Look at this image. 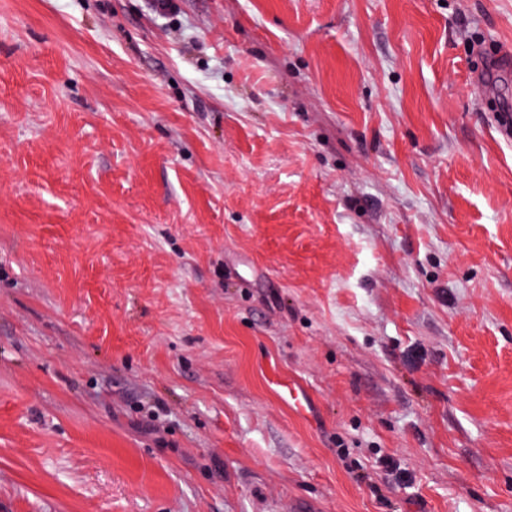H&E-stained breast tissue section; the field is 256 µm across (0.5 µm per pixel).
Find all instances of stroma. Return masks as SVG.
Listing matches in <instances>:
<instances>
[{
  "label": "stroma",
  "mask_w": 512,
  "mask_h": 512,
  "mask_svg": "<svg viewBox=\"0 0 512 512\" xmlns=\"http://www.w3.org/2000/svg\"><path fill=\"white\" fill-rule=\"evenodd\" d=\"M172 3L0 0V512H512V0Z\"/></svg>",
  "instance_id": "obj_1"
}]
</instances>
